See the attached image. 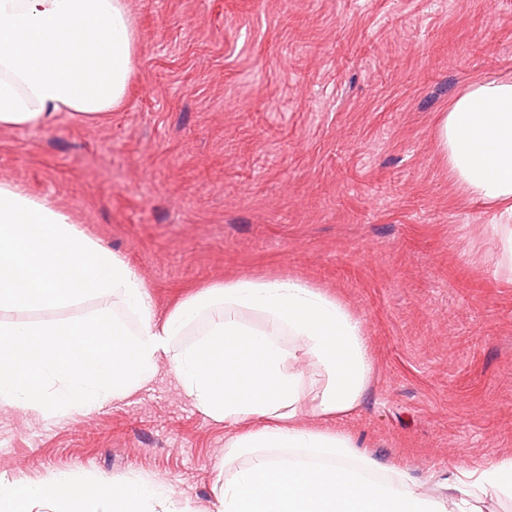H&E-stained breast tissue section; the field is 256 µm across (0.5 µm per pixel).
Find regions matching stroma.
Masks as SVG:
<instances>
[{
    "mask_svg": "<svg viewBox=\"0 0 512 512\" xmlns=\"http://www.w3.org/2000/svg\"><path fill=\"white\" fill-rule=\"evenodd\" d=\"M139 54L110 121L0 128V182L112 249L165 314L201 286L292 273L363 317L375 374L342 419L419 477L512 455V281L433 120L512 71V0H126ZM0 313V325L87 315ZM0 471L135 472L211 512L224 426L168 371L94 413L0 408Z\"/></svg>",
    "mask_w": 512,
    "mask_h": 512,
    "instance_id": "stroma-1",
    "label": "stroma"
}]
</instances>
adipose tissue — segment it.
Wrapping results in <instances>:
<instances>
[{
    "label": "adipose tissue",
    "instance_id": "adipose-tissue-1",
    "mask_svg": "<svg viewBox=\"0 0 512 512\" xmlns=\"http://www.w3.org/2000/svg\"><path fill=\"white\" fill-rule=\"evenodd\" d=\"M126 0H0V127L104 121L135 72ZM449 178L501 216L498 265L512 279V74L470 80L434 119ZM105 299L95 314L0 328V407L49 417L126 399L168 367L195 408L223 423L214 512H492L512 500V456L419 482L339 428L374 373L362 318L296 275L201 287L157 317L147 284L50 201L0 183V311ZM0 512H197L131 473H0Z\"/></svg>",
    "mask_w": 512,
    "mask_h": 512
}]
</instances>
